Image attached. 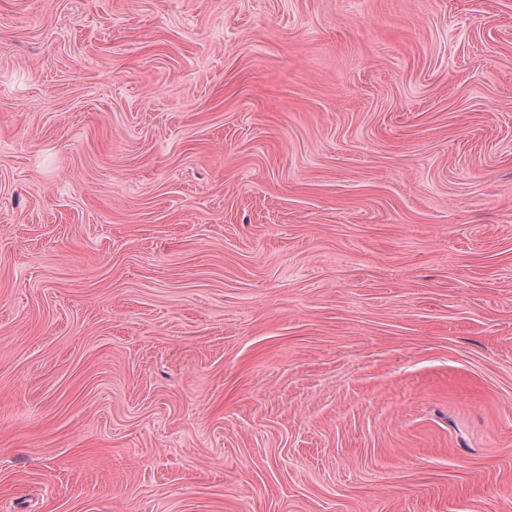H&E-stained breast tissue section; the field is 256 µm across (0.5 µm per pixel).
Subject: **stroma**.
Wrapping results in <instances>:
<instances>
[{
	"label": "stroma",
	"instance_id": "stroma-1",
	"mask_svg": "<svg viewBox=\"0 0 512 512\" xmlns=\"http://www.w3.org/2000/svg\"><path fill=\"white\" fill-rule=\"evenodd\" d=\"M0 512H512V0H0Z\"/></svg>",
	"mask_w": 512,
	"mask_h": 512
}]
</instances>
